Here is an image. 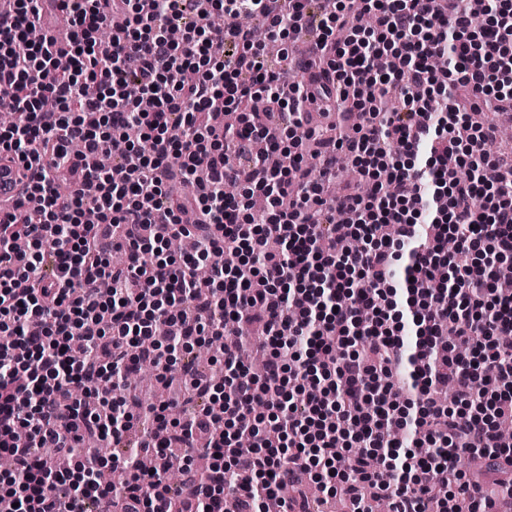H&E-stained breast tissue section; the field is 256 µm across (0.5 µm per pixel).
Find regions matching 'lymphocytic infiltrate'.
Here are the masks:
<instances>
[{"label": "lymphocytic infiltrate", "instance_id": "obj_1", "mask_svg": "<svg viewBox=\"0 0 512 512\" xmlns=\"http://www.w3.org/2000/svg\"><path fill=\"white\" fill-rule=\"evenodd\" d=\"M56 2L70 30L62 49L28 37L42 0L0 11V84L11 89L0 111L24 116L0 127V150L49 158L0 216L7 512H268L298 470L348 512H370V496L390 512H498L512 476L489 478L477 498L462 461L512 464L498 433L512 418V293L496 286L512 273V157L493 153L495 128L470 115L483 103L512 110V0H495L478 30L473 0H362L365 28L348 0L318 15L309 0ZM213 10L255 13L275 42L310 39L304 81L269 67L252 28L188 21ZM439 54L442 75L429 65ZM391 91L402 106L382 112ZM340 101L360 126L294 137L308 104L329 113ZM105 141L122 159L108 170L91 160ZM450 152L472 178L448 179ZM340 153L361 181L333 195ZM228 184L242 194L225 197ZM339 211L357 250L336 249ZM182 235L200 247L173 256ZM248 325L269 351L259 379L239 359ZM199 336L225 339L223 389L178 364ZM413 355L409 382L392 383ZM145 363L182 370L194 398L224 394L219 413L145 410L140 449L178 465L177 499L160 472L78 447L129 431L122 386ZM450 386L451 407L438 398ZM204 431L217 466L201 480L192 460ZM115 468L129 473L119 488L99 477Z\"/></svg>", "mask_w": 512, "mask_h": 512}]
</instances>
